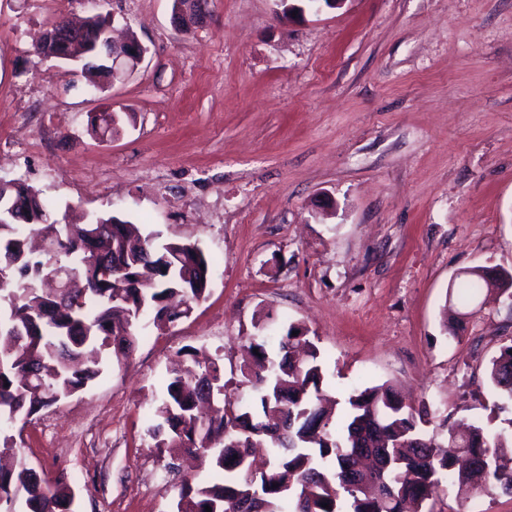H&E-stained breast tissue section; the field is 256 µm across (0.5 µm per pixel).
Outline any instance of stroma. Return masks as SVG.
Instances as JSON below:
<instances>
[{"label": "stroma", "mask_w": 512, "mask_h": 512, "mask_svg": "<svg viewBox=\"0 0 512 512\" xmlns=\"http://www.w3.org/2000/svg\"><path fill=\"white\" fill-rule=\"evenodd\" d=\"M173 0H0V181L34 186L58 220L119 215L212 261L189 317L142 332L82 392L30 417V466L65 474L75 512H175L146 436L170 363L221 356L231 398L254 319L295 323L336 398L392 384L438 404L426 434L500 423L487 369L512 345V301L456 297L466 269L512 271V0H345L295 17L276 0H207L182 34ZM112 17L146 47L102 92L36 55L61 19ZM130 113L119 133L92 114ZM335 203L323 216L324 198ZM462 315L445 329V314ZM434 512H512V495Z\"/></svg>", "instance_id": "stroma-1"}]
</instances>
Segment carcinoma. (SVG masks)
<instances>
[{
    "label": "carcinoma",
    "instance_id": "obj_1",
    "mask_svg": "<svg viewBox=\"0 0 512 512\" xmlns=\"http://www.w3.org/2000/svg\"><path fill=\"white\" fill-rule=\"evenodd\" d=\"M112 35L94 15L69 50L86 43L103 47ZM122 117L102 112L90 119L99 136L119 131ZM54 243L56 261L44 263L18 245L26 230ZM116 215L87 224H62L39 191L23 182L0 185V446L11 444L7 428L59 400L84 390L101 375L103 356L129 357L148 327L161 329L187 318L207 296L211 262L191 242H158ZM61 270L72 284L57 304L44 298L42 276ZM512 293V273L473 267L465 272L461 295L483 289ZM297 335H292V332ZM252 362L240 367L241 383L256 399L240 405L226 394L222 359L192 347L186 366L173 365L162 397L152 409L146 435L168 469L182 454L211 456L214 474L201 482L180 480L177 512H235L239 498L258 497L265 512H404L413 502L434 499L443 481L460 499L491 494L512 484V418L490 431L477 423L468 430L467 449L485 471L484 486L473 489L456 448L424 435L418 422L440 413L405 405L384 382L354 391L341 410L326 408L320 351L299 325L291 324L271 347L252 339ZM487 381L512 401V345L493 358ZM211 398L207 416L197 405ZM263 444L270 455L266 474L253 484L242 471L250 449ZM25 494V512H63L73 496L67 479L51 483L14 448L10 463L0 457V493ZM329 508H324V505Z\"/></svg>",
    "mask_w": 512,
    "mask_h": 512
}]
</instances>
